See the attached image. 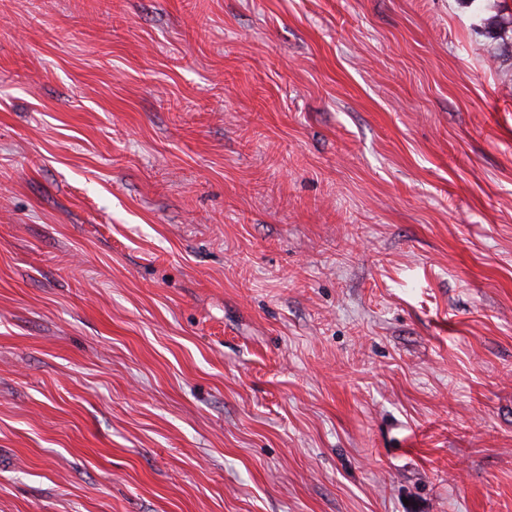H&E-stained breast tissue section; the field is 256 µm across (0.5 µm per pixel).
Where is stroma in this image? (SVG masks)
<instances>
[{
  "label": "stroma",
  "instance_id": "stroma-1",
  "mask_svg": "<svg viewBox=\"0 0 512 512\" xmlns=\"http://www.w3.org/2000/svg\"><path fill=\"white\" fill-rule=\"evenodd\" d=\"M512 0H0V512H512Z\"/></svg>",
  "mask_w": 512,
  "mask_h": 512
}]
</instances>
